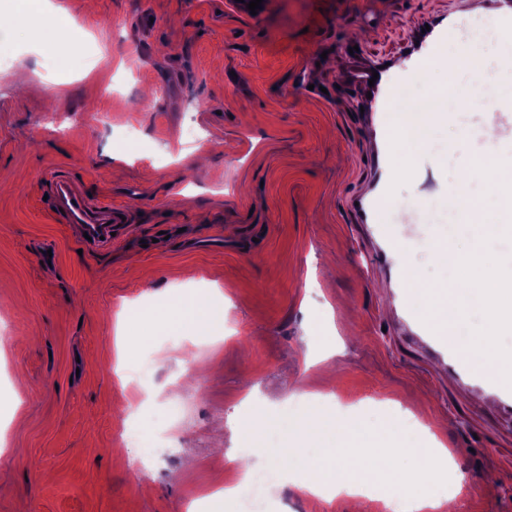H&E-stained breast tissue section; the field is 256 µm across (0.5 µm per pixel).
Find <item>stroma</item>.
<instances>
[{"label": "stroma", "mask_w": 512, "mask_h": 512, "mask_svg": "<svg viewBox=\"0 0 512 512\" xmlns=\"http://www.w3.org/2000/svg\"><path fill=\"white\" fill-rule=\"evenodd\" d=\"M51 2L72 19L74 55L48 53L42 24L0 26V512H217L247 396L298 412L307 394L374 425L360 458L441 438L458 451L446 479L473 488L459 512H512V416L406 333L389 277L404 261L445 282L432 245L464 253L471 233L444 220L447 191L402 179L386 221L403 251L375 258L355 203L376 185L379 124L346 76L410 61L436 23L454 33L447 57L458 35L482 44L495 0H264L255 15L230 0ZM478 148L452 126L424 154L452 177ZM54 168L134 209L111 249L85 248L47 213ZM204 283L220 291L207 326L162 324ZM122 315L140 338L127 366L149 369L139 383L116 372ZM164 399L178 402L169 452L139 482L129 414L152 436ZM414 406L420 429L397 428ZM310 473L270 483L256 512H384L397 482L377 472L364 493L328 501L301 492Z\"/></svg>", "instance_id": "stroma-1"}]
</instances>
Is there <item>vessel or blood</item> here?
Returning a JSON list of instances; mask_svg holds the SVG:
<instances>
[{
    "mask_svg": "<svg viewBox=\"0 0 512 512\" xmlns=\"http://www.w3.org/2000/svg\"><path fill=\"white\" fill-rule=\"evenodd\" d=\"M447 29H433L420 38L425 44L424 53L414 57L409 77H426L431 65L440 63L436 52L437 44L447 41ZM356 81L369 86L370 92L379 103L382 111L389 112L400 108L397 78L389 77L387 69L379 71L363 70L356 72ZM382 177L376 192L369 198L359 200L358 208L366 225L379 243L380 252L389 251L394 243V236L384 222L382 203L392 184L401 178L418 176L426 182L438 183L442 178L440 162L416 161L404 167L381 164ZM43 183L48 194L47 205L51 214L62 224L74 225L79 232L88 234L89 247L100 249L110 247L113 236L122 232L124 219L130 216L129 206L118 205L108 197H90L80 186L76 178L68 172L56 169L47 172ZM406 327L419 338L428 349L447 365L457 381L468 388L482 392L502 411L512 414V388L507 387L495 377L480 374L472 369L468 360L460 353L452 335L449 324L430 326L426 324L420 312H406Z\"/></svg>",
    "mask_w": 512,
    "mask_h": 512,
    "instance_id": "vessel-or-blood-1",
    "label": "vessel or blood"
}]
</instances>
